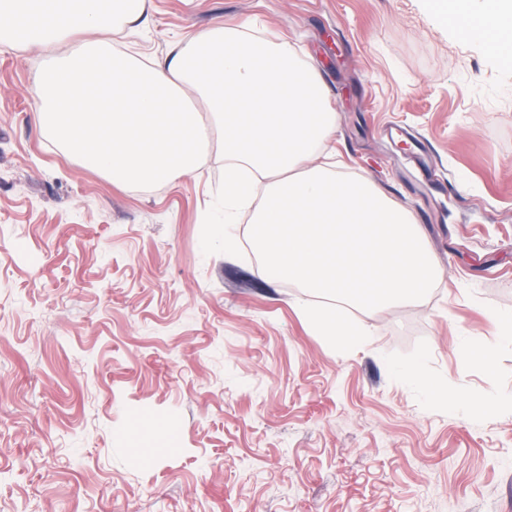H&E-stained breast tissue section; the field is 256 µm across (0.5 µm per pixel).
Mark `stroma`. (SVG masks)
<instances>
[{"instance_id":"stroma-1","label":"stroma","mask_w":512,"mask_h":512,"mask_svg":"<svg viewBox=\"0 0 512 512\" xmlns=\"http://www.w3.org/2000/svg\"><path fill=\"white\" fill-rule=\"evenodd\" d=\"M149 5L114 44L159 57L227 17L291 35L337 148L416 211L444 280L384 310L270 284L217 230L223 153L114 188L39 132L46 51L0 46V512H512V61L430 0ZM298 312L308 326L321 336H327L344 347L360 346L365 343L367 334L360 327L349 322L336 319V317L315 310L306 303H300Z\"/></svg>"}]
</instances>
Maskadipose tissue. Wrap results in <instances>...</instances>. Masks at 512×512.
Wrapping results in <instances>:
<instances>
[{"label":"adipose tissue","mask_w":512,"mask_h":512,"mask_svg":"<svg viewBox=\"0 0 512 512\" xmlns=\"http://www.w3.org/2000/svg\"><path fill=\"white\" fill-rule=\"evenodd\" d=\"M444 22L465 39L512 57V0H439ZM51 52L35 86L42 136L109 177L150 185L198 170L224 154L225 242L237 204L263 195L250 241L269 279L331 294L356 308L420 300L443 281L416 213L373 181L349 174L336 148V112L320 75L290 38H253L227 20L183 47L142 60L113 49L109 33L150 22L147 0H0V44ZM70 45V52L56 48ZM308 326L344 347L362 328L299 304Z\"/></svg>","instance_id":"1"}]
</instances>
